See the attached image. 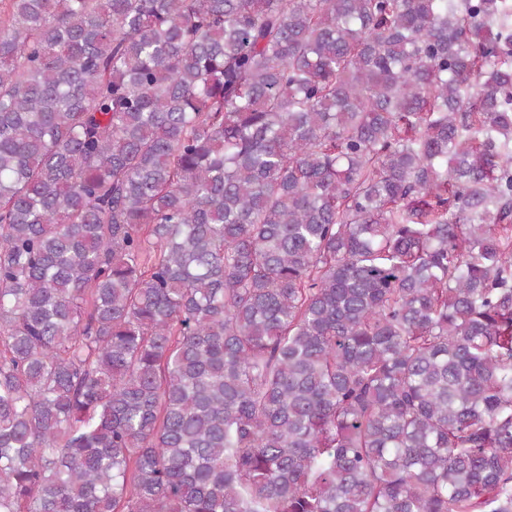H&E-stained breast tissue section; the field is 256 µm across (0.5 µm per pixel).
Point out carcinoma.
<instances>
[{
    "instance_id": "carcinoma-1",
    "label": "carcinoma",
    "mask_w": 512,
    "mask_h": 512,
    "mask_svg": "<svg viewBox=\"0 0 512 512\" xmlns=\"http://www.w3.org/2000/svg\"><path fill=\"white\" fill-rule=\"evenodd\" d=\"M0 512H512V0H0Z\"/></svg>"
}]
</instances>
